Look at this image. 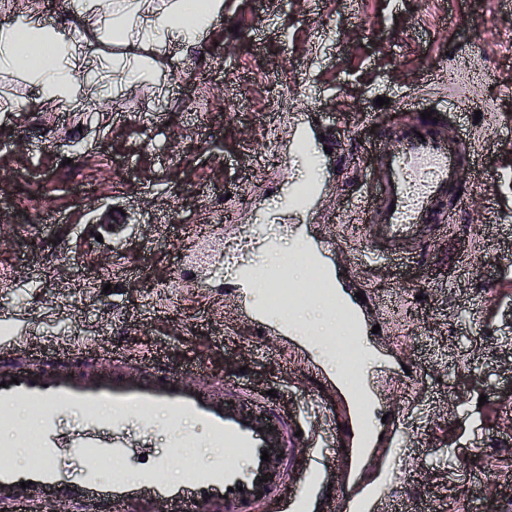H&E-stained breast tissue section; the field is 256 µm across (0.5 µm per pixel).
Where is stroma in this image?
<instances>
[{
  "instance_id": "obj_1",
  "label": "stroma",
  "mask_w": 512,
  "mask_h": 512,
  "mask_svg": "<svg viewBox=\"0 0 512 512\" xmlns=\"http://www.w3.org/2000/svg\"><path fill=\"white\" fill-rule=\"evenodd\" d=\"M30 7L71 26L72 0H0V17ZM105 18L89 67L131 58L153 65L93 110L42 102L28 74L0 67V317L14 340L161 351L172 366L202 357L225 380L243 376L281 394L317 440L308 458L335 487L344 460L334 443L336 397L311 367L349 372L339 331L313 318L317 295L256 333L260 288H240L223 256L186 263L201 238L230 240L266 224L274 247L245 261L263 271L293 253L299 224L332 241V264L361 283L386 340L410 366L392 380L362 357L380 407L398 417V445L378 449L362 481L380 480L377 512H512V0H224L203 41L178 61L113 33ZM385 97L379 105L377 97ZM464 102L457 124L478 149L480 182L447 233L424 234L420 263L361 264L372 239L352 205L383 127ZM322 149L318 194L285 212L288 185L308 170L291 146L297 124ZM108 208L125 211L102 233ZM148 455L170 458L172 436L203 463L219 461L205 429L154 418Z\"/></svg>"
}]
</instances>
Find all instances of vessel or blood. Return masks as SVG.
<instances>
[{
    "mask_svg": "<svg viewBox=\"0 0 512 512\" xmlns=\"http://www.w3.org/2000/svg\"><path fill=\"white\" fill-rule=\"evenodd\" d=\"M388 136L394 148L381 153L379 167L359 198L362 223L379 245L364 255L365 262L384 259V247L406 260H423L425 227L442 222L448 193L472 173L476 149L472 139L432 118L411 116L393 124ZM325 248L310 246L306 258L328 300L343 309L350 346L363 353L372 334L365 304L351 294L343 275L327 264ZM140 360L145 374L133 380L125 367ZM340 416L348 435L350 468L365 465L378 433L370 416L376 404L368 383L346 391ZM35 407L33 425L38 460L22 468L0 465V512H28L33 505L55 503L64 512H86L100 503L120 512L128 503L152 512L156 503L166 512H264L276 499L280 512H309V493L320 476L312 468L295 473L294 449L303 447L298 414L280 400L246 383L209 381L188 384L153 354L141 357L115 349L107 365H99L95 350L82 347L68 353L51 349L27 351L13 342L0 343V423L8 422L16 405ZM64 410L83 414L81 427L66 437L54 430L55 416ZM192 419L210 434L213 447L235 448L246 467L217 464L197 468L178 482L165 477V464L154 460L138 479L103 481L90 469L64 468L56 458L125 457L134 453L131 430L147 434L149 418ZM385 495L375 484L348 500L344 512H373Z\"/></svg>",
    "mask_w": 512,
    "mask_h": 512,
    "instance_id": "vessel-or-blood-1",
    "label": "vessel or blood"
}]
</instances>
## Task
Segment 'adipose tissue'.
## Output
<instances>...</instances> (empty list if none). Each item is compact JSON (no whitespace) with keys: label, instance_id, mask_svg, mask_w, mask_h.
<instances>
[{"label":"adipose tissue","instance_id":"ef3b65f1","mask_svg":"<svg viewBox=\"0 0 512 512\" xmlns=\"http://www.w3.org/2000/svg\"><path fill=\"white\" fill-rule=\"evenodd\" d=\"M113 4L127 19L126 24L116 28L117 36L159 49L200 41L224 11V0H167L162 7L157 0H83L75 13L79 28L74 34L42 25L34 14H22L0 24V62L17 70L21 67V44L51 46V55L33 65L32 71L43 100L60 106L72 105L80 86L98 83L95 73H81V56L92 47L97 22L107 16Z\"/></svg>","mask_w":512,"mask_h":512}]
</instances>
